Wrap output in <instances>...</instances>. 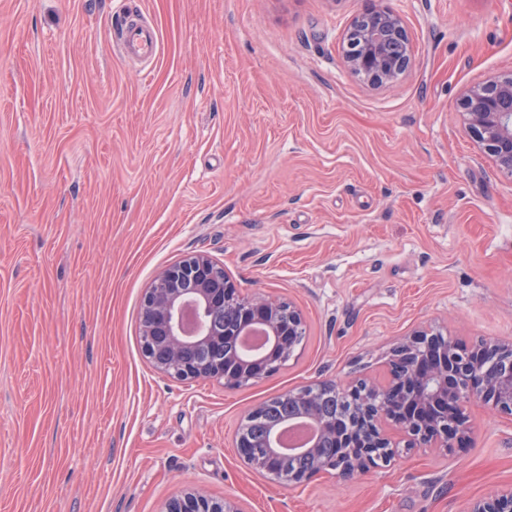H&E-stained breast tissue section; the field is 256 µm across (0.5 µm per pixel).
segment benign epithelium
Segmentation results:
<instances>
[{"instance_id":"benign-epithelium-1","label":"benign epithelium","mask_w":512,"mask_h":512,"mask_svg":"<svg viewBox=\"0 0 512 512\" xmlns=\"http://www.w3.org/2000/svg\"><path fill=\"white\" fill-rule=\"evenodd\" d=\"M343 55L349 71L374 87L397 81L412 66V48L400 14L383 0H367L350 24ZM460 106L471 136L498 170L512 177V76L469 89ZM187 280L192 283L189 289L183 287ZM187 309L197 316L198 327L192 332L184 326ZM216 311L231 318L224 336L240 343L259 330L264 344L222 363L185 359L187 350L209 349L221 342L204 323L207 313ZM141 315L143 355L156 372L180 381L215 380L226 388L271 377L306 336L303 314L293 302L262 295L242 298L224 268L205 254L188 256L162 271L143 294ZM387 372L384 383L328 380L283 393L315 428L312 443L301 452L315 460L318 472L346 479L389 465L398 449L384 429L387 424L402 432L408 450L426 447L446 453L471 432L466 404L512 417V340H485L464 349L439 332L420 331L397 347ZM362 387L371 390V397L357 411V425L347 427L339 417L322 411V393L347 399ZM236 448L253 471L276 477L283 455L274 440L253 453L239 432ZM164 512L239 508L228 499L188 492L169 501ZM468 512H512V487L473 501Z\"/></svg>"}]
</instances>
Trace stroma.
<instances>
[{"instance_id": "35a3bbf8", "label": "stroma", "mask_w": 512, "mask_h": 512, "mask_svg": "<svg viewBox=\"0 0 512 512\" xmlns=\"http://www.w3.org/2000/svg\"><path fill=\"white\" fill-rule=\"evenodd\" d=\"M365 0H0V512H467L512 487V417L288 491L234 435L319 381H384L426 326L512 338V178L464 91L512 74V0H390L413 50L373 87L343 60ZM153 21V64L113 48ZM208 254L241 295L294 302L306 336L257 385L177 381L141 350L156 275ZM234 501L215 500L195 492H188L168 502L163 512H239Z\"/></svg>"}]
</instances>
